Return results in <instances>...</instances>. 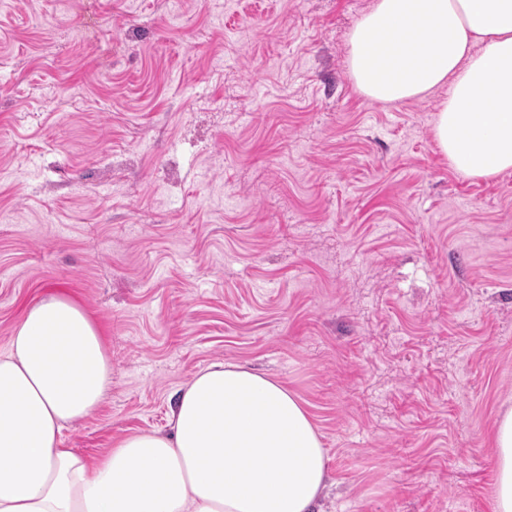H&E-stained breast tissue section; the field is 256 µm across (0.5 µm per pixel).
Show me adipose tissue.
I'll return each mask as SVG.
<instances>
[{
  "instance_id": "obj_1",
  "label": "adipose tissue",
  "mask_w": 512,
  "mask_h": 512,
  "mask_svg": "<svg viewBox=\"0 0 512 512\" xmlns=\"http://www.w3.org/2000/svg\"><path fill=\"white\" fill-rule=\"evenodd\" d=\"M368 99L448 93L433 134L465 176L512 170V0H374L348 36ZM112 365L67 296L29 307L0 354V512H315L327 450L283 383L216 363L181 389L167 434L126 436L95 463L63 430L104 400ZM493 512H512V410L491 434Z\"/></svg>"
}]
</instances>
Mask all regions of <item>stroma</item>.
Here are the masks:
<instances>
[{"label": "stroma", "instance_id": "35a3bbf8", "mask_svg": "<svg viewBox=\"0 0 512 512\" xmlns=\"http://www.w3.org/2000/svg\"><path fill=\"white\" fill-rule=\"evenodd\" d=\"M373 0H0V353L50 293L112 385L65 447L167 431L231 363L306 404L324 512H493L512 409V170L456 171L444 91L360 94Z\"/></svg>", "mask_w": 512, "mask_h": 512}]
</instances>
